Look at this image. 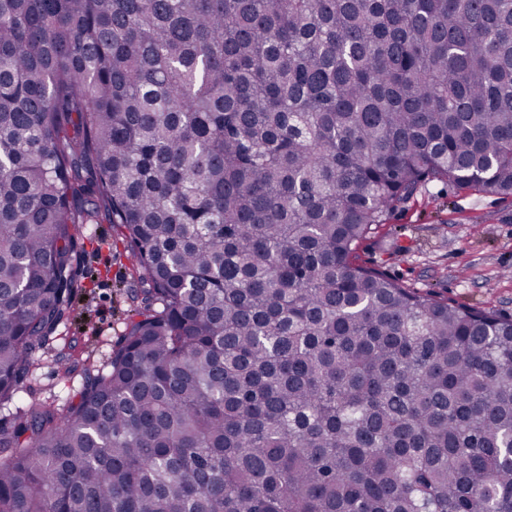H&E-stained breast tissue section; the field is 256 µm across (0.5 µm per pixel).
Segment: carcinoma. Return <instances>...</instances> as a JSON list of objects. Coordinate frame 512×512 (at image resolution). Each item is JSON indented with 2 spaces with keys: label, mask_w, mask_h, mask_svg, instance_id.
<instances>
[{
  "label": "carcinoma",
  "mask_w": 512,
  "mask_h": 512,
  "mask_svg": "<svg viewBox=\"0 0 512 512\" xmlns=\"http://www.w3.org/2000/svg\"><path fill=\"white\" fill-rule=\"evenodd\" d=\"M512 194V0H0V404L99 204L143 307L0 423V512H512V320L356 262Z\"/></svg>",
  "instance_id": "obj_1"
}]
</instances>
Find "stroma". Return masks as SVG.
<instances>
[{
    "label": "stroma",
    "instance_id": "1",
    "mask_svg": "<svg viewBox=\"0 0 512 512\" xmlns=\"http://www.w3.org/2000/svg\"><path fill=\"white\" fill-rule=\"evenodd\" d=\"M70 314L36 353L20 395L63 404L86 366L102 368L121 342L141 283L117 227L79 225ZM359 264L421 293L512 319V194L458 189L433 180L385 215L361 242Z\"/></svg>",
    "mask_w": 512,
    "mask_h": 512
}]
</instances>
